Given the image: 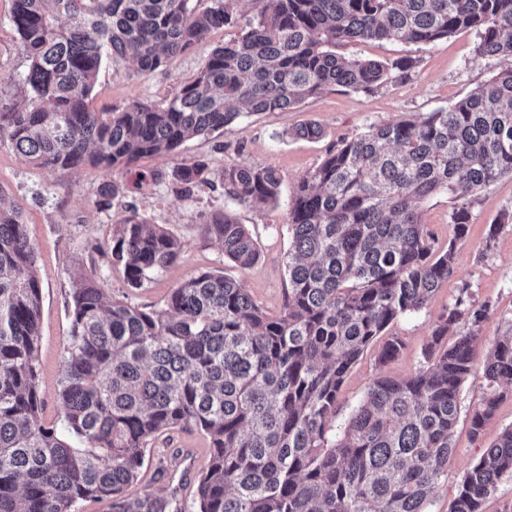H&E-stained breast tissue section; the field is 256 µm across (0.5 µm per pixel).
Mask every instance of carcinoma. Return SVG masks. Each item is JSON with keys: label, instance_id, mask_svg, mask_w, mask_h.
Returning <instances> with one entry per match:
<instances>
[{"label": "carcinoma", "instance_id": "1", "mask_svg": "<svg viewBox=\"0 0 512 512\" xmlns=\"http://www.w3.org/2000/svg\"><path fill=\"white\" fill-rule=\"evenodd\" d=\"M256 22L212 48L196 76L162 105L133 101L102 112L89 98L104 58L131 57L150 74L173 55L232 25L237 0H14L12 22L29 66L22 106L0 103V143L50 173L82 166L110 173L173 154L240 119L298 107L330 87L372 92L408 78L336 52L353 40L430 44L476 31L477 53L509 66L469 96L419 120H399L342 142L297 182L288 208V288L267 313L242 285L200 271L161 308L109 300L93 274L71 284V326L58 398L62 423L41 417L36 352L41 284L21 217L0 205V512H174L173 501L126 497L160 434L195 430L209 441L195 512H428L448 475L459 390L474 374L488 308L455 300L434 322L425 365L378 376L333 433L350 369L396 319L418 313L454 273L470 224L469 198L512 175V0H261ZM69 19L66 27L61 17ZM207 166L172 172L190 197ZM235 201L277 200L273 166L224 168ZM446 191L459 201L453 237L439 246L417 204ZM224 257L246 270L256 239L224 210L204 224ZM111 262L130 289L173 265L181 240L133 211L112 224ZM470 328L445 342L450 327ZM398 336L377 362L395 360ZM485 398L470 412L482 434L512 399V325L481 368ZM512 477V427L471 465L448 512H481Z\"/></svg>", "mask_w": 512, "mask_h": 512}]
</instances>
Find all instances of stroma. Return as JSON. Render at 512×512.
<instances>
[{"label":"stroma","mask_w":512,"mask_h":512,"mask_svg":"<svg viewBox=\"0 0 512 512\" xmlns=\"http://www.w3.org/2000/svg\"><path fill=\"white\" fill-rule=\"evenodd\" d=\"M259 0H239L235 24L212 30L205 41L185 53L172 56L165 67L145 75L129 59L103 61L89 97L91 110L121 107L133 101L159 104L194 77L208 51L215 45L239 37L255 22ZM13 0H0V102L20 100L18 77L28 68L19 36L11 21ZM478 37L470 29L424 45L398 40L355 41L340 46L342 54L392 65L410 57L416 62L409 77L374 92H355L333 87L308 99L299 108L266 112L242 123L186 142L178 153L140 160L129 170L106 174L93 167L55 173L21 161L12 149L0 144V203L17 211L37 249V273L42 288L40 336L36 363L43 399L42 418L59 422V380L64 347L71 324V282L74 273L96 271L108 297L125 299L135 305L162 307L173 288L198 271L208 270L239 281L248 294L267 312H278L286 279L290 246L286 215L299 178L317 167L344 140L371 125L400 119H420L469 95L501 68L498 59L478 55ZM317 123L322 134L313 139L295 136L301 124ZM205 160L212 183L195 189L192 196L179 194L171 180L175 165ZM245 162L256 167L273 166L282 176L277 202L256 206L228 199L221 186L227 166ZM117 184L121 192L104 201V182ZM452 196L439 192L419 205L420 219L439 243L452 235L449 214ZM163 225L183 244L180 260L158 273L142 288L129 290L122 267L112 264L106 251L112 225L126 208ZM230 211L258 240L259 261L242 270L225 258L203 226L211 213ZM472 223L469 234L457 244L454 274L436 292L420 313L392 322L387 333L400 337V356L377 366L379 345H372L349 371L341 388L337 426H344L352 410L364 399L373 380L380 375L403 378L423 364V351L432 324L457 297L489 308L475 351L483 362L494 341L512 325V224L504 225L493 247L485 245V229L503 213H512V176L500 178L479 192L470 203ZM487 392L481 377L469 378L461 387L462 415L452 436L453 454L448 477L434 491L429 512H448L460 481L470 467L503 431L512 427V399L504 401L495 418L480 436L470 432L468 411ZM208 454L206 438L196 431L174 430L160 435L137 480L129 487L130 497L143 493L175 495L180 512H194L200 470Z\"/></svg>","instance_id":"stroma-1"}]
</instances>
